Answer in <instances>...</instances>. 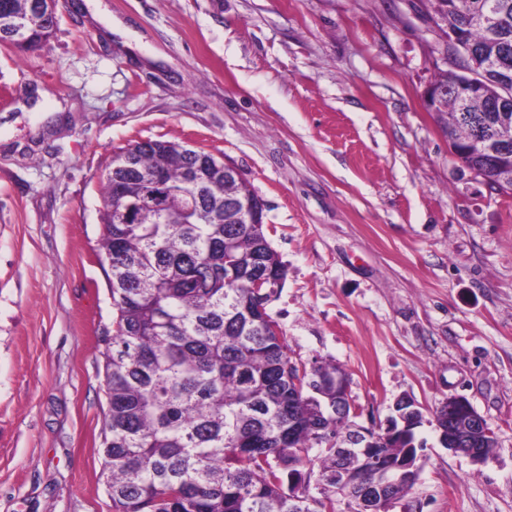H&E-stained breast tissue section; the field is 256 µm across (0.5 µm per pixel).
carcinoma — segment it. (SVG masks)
<instances>
[{
    "mask_svg": "<svg viewBox=\"0 0 512 512\" xmlns=\"http://www.w3.org/2000/svg\"><path fill=\"white\" fill-rule=\"evenodd\" d=\"M33 0H0V43L9 19L27 18L32 47L54 32V13ZM439 31L433 52L461 68L448 29H466L474 50L512 55V0L498 2V23L467 26L488 0H427ZM441 130L456 137L479 128L501 144L496 121L475 103L446 99L436 107ZM136 167L108 171L103 188L101 251L109 262L112 329L102 336L106 486L113 512H336V472L353 466L314 446L352 438V419L336 422L332 363L298 365L281 336L267 335L257 311L252 273L285 269L265 223L243 224L236 199L252 194L245 179L227 181L220 160L204 150L151 140ZM162 174L167 194L158 210L130 224L115 219L127 193ZM236 259L226 278L224 254ZM318 386L312 393L309 385ZM421 417L379 452L398 458L416 444ZM309 466L317 506L288 500L283 475Z\"/></svg>",
    "mask_w": 512,
    "mask_h": 512,
    "instance_id": "1",
    "label": "carcinoma"
}]
</instances>
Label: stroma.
Listing matches in <instances>:
<instances>
[{
    "mask_svg": "<svg viewBox=\"0 0 512 512\" xmlns=\"http://www.w3.org/2000/svg\"><path fill=\"white\" fill-rule=\"evenodd\" d=\"M76 2L44 47L0 46V512H112L101 190L146 139L247 178L288 269L268 311L294 361L348 373L357 426L421 405L391 512H512V197L425 110L420 0ZM453 395L497 435L485 464L439 441ZM498 166L495 170V176H488L486 169L479 163H474L470 167H465L470 173L476 177H480L485 185L488 187L490 194H496L499 196H507L512 194V165L503 161V157H500Z\"/></svg>",
    "mask_w": 512,
    "mask_h": 512,
    "instance_id": "stroma-1",
    "label": "stroma"
}]
</instances>
